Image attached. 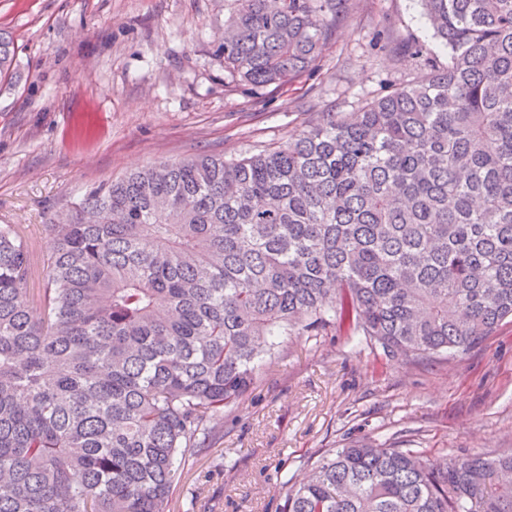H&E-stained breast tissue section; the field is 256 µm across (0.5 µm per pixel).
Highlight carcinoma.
<instances>
[{
	"label": "carcinoma",
	"instance_id": "carcinoma-1",
	"mask_svg": "<svg viewBox=\"0 0 512 512\" xmlns=\"http://www.w3.org/2000/svg\"><path fill=\"white\" fill-rule=\"evenodd\" d=\"M256 86L318 67L347 0H236ZM448 64L277 148L164 162L49 218L43 287L0 224V512H167L287 336L409 361L512 319V0H422ZM0 30V78L13 74ZM282 512H512V454L354 443Z\"/></svg>",
	"mask_w": 512,
	"mask_h": 512
}]
</instances>
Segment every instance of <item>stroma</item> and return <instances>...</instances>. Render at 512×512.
<instances>
[{
    "label": "stroma",
    "mask_w": 512,
    "mask_h": 512,
    "mask_svg": "<svg viewBox=\"0 0 512 512\" xmlns=\"http://www.w3.org/2000/svg\"><path fill=\"white\" fill-rule=\"evenodd\" d=\"M235 0H0L17 46L0 84V224L35 258L44 226L90 189L201 154L279 145L322 112H357L439 63L420 0H353L316 70L280 84L232 77L217 51ZM169 512H281L286 481L352 441L457 460L512 453V321L467 352L415 362L344 336H292L262 362L250 395L212 422Z\"/></svg>",
    "instance_id": "stroma-1"
}]
</instances>
